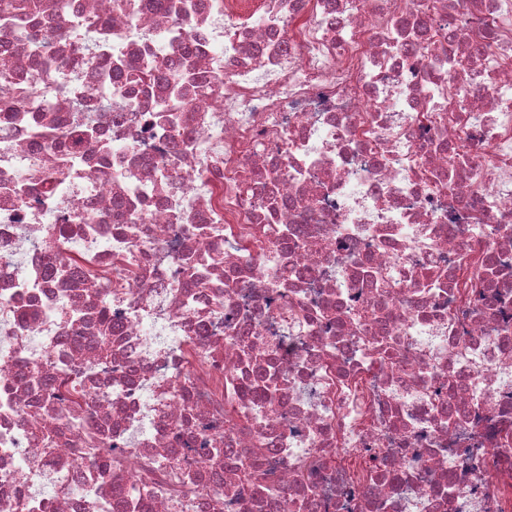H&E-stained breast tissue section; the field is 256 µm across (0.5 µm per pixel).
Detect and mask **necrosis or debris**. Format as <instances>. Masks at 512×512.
I'll return each instance as SVG.
<instances>
[{"instance_id":"1","label":"necrosis or debris","mask_w":512,"mask_h":512,"mask_svg":"<svg viewBox=\"0 0 512 512\" xmlns=\"http://www.w3.org/2000/svg\"><path fill=\"white\" fill-rule=\"evenodd\" d=\"M164 2L0 20V512H512V0Z\"/></svg>"}]
</instances>
